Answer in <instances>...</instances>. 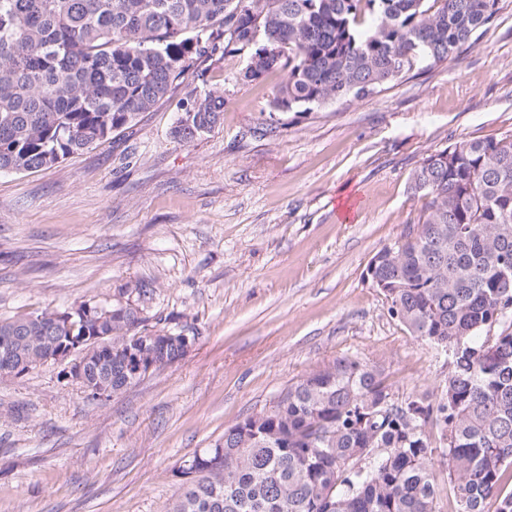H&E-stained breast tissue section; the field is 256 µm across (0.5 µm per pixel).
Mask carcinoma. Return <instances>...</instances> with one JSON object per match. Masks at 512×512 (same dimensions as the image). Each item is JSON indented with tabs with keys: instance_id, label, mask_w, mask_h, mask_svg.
<instances>
[{
	"instance_id": "carcinoma-1",
	"label": "carcinoma",
	"mask_w": 512,
	"mask_h": 512,
	"mask_svg": "<svg viewBox=\"0 0 512 512\" xmlns=\"http://www.w3.org/2000/svg\"><path fill=\"white\" fill-rule=\"evenodd\" d=\"M498 0H0V172L52 168L128 129L191 68L249 48L243 73L286 74L272 108L310 112L379 92L475 44ZM224 115V92H189L171 134L190 143ZM417 221L367 267L390 313L450 348L441 395L395 397L383 372L344 357L288 387L257 419L196 451L198 475L167 512H512V136L467 140L409 177ZM54 311L0 321L16 363L47 357ZM101 332L89 380L132 378L133 314L75 318Z\"/></svg>"
}]
</instances>
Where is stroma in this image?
Masks as SVG:
<instances>
[{"mask_svg":"<svg viewBox=\"0 0 512 512\" xmlns=\"http://www.w3.org/2000/svg\"><path fill=\"white\" fill-rule=\"evenodd\" d=\"M248 60L207 68L224 118L193 142L171 135L189 72L106 142L0 173V320L129 302L142 329L195 338L103 402L56 365L0 377V512H166L183 459L340 357L399 397L447 381L450 352L392 317L366 268L425 207L408 182L423 158L512 135V0L458 57L275 121L285 75L244 80Z\"/></svg>","mask_w":512,"mask_h":512,"instance_id":"1","label":"stroma"}]
</instances>
